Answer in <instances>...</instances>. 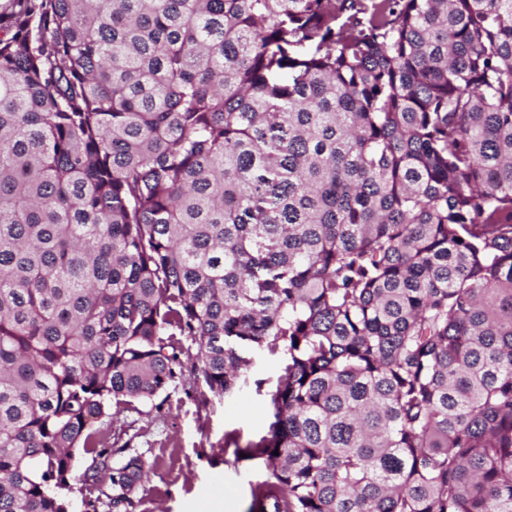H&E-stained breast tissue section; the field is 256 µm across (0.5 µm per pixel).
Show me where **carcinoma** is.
<instances>
[{
  "label": "carcinoma",
  "instance_id": "obj_1",
  "mask_svg": "<svg viewBox=\"0 0 512 512\" xmlns=\"http://www.w3.org/2000/svg\"><path fill=\"white\" fill-rule=\"evenodd\" d=\"M279 350L250 512H512V0H7L0 512Z\"/></svg>",
  "mask_w": 512,
  "mask_h": 512
}]
</instances>
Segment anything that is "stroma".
<instances>
[{
	"label": "stroma",
	"instance_id": "obj_1",
	"mask_svg": "<svg viewBox=\"0 0 512 512\" xmlns=\"http://www.w3.org/2000/svg\"><path fill=\"white\" fill-rule=\"evenodd\" d=\"M283 361L279 353L255 356L246 385L231 399L201 402L188 371L156 404L120 408L113 427L125 429L131 453L152 467L134 512H249L252 489L266 478L255 451L269 436L270 393Z\"/></svg>",
	"mask_w": 512,
	"mask_h": 512
}]
</instances>
